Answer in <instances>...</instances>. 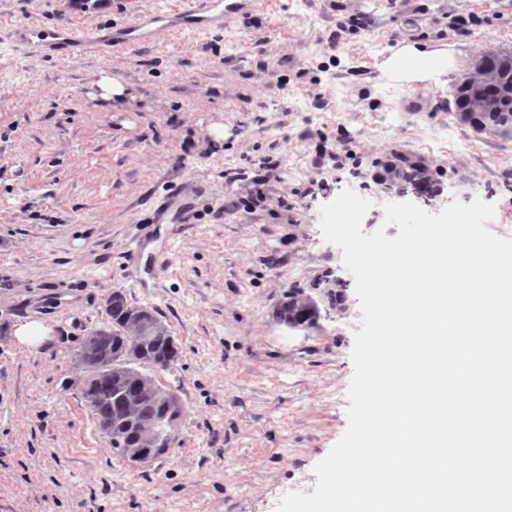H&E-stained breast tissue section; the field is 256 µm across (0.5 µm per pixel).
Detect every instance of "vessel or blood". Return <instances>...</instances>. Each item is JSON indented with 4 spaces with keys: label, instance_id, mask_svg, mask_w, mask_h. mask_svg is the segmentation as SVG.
<instances>
[{
    "label": "vessel or blood",
    "instance_id": "vessel-or-blood-1",
    "mask_svg": "<svg viewBox=\"0 0 512 512\" xmlns=\"http://www.w3.org/2000/svg\"><path fill=\"white\" fill-rule=\"evenodd\" d=\"M229 11L225 0H189L179 12L146 9L123 25H98L84 31L65 23L51 27L23 25L12 34L14 42L28 48L31 55L45 57L69 54L76 57L117 45H135L155 39L169 29L220 31Z\"/></svg>",
    "mask_w": 512,
    "mask_h": 512
}]
</instances>
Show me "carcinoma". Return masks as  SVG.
Listing matches in <instances>:
<instances>
[{"instance_id":"carcinoma-1","label":"carcinoma","mask_w":512,"mask_h":512,"mask_svg":"<svg viewBox=\"0 0 512 512\" xmlns=\"http://www.w3.org/2000/svg\"><path fill=\"white\" fill-rule=\"evenodd\" d=\"M458 118L474 131L486 133L503 141L512 139V51L488 50L480 56L474 72L458 80L452 92ZM391 167L381 184L388 192L411 190L425 198L434 182L431 170L421 164ZM143 308L131 306L125 297L114 292L106 314L112 325L98 330L96 345L80 348V369L89 375L79 380L82 396L89 405L100 431H111L129 423L126 441L112 446V453L131 462V453L147 446L141 431L156 426L159 436L167 439L166 452L173 451L176 431L183 414V405L176 391L165 389L153 397L144 395L137 376L121 371L122 361L130 350L137 353L138 364L158 366L167 371L179 357L174 337L163 323L143 330L137 322ZM279 315L302 324L319 316V308L309 297L295 290L288 291Z\"/></svg>"}]
</instances>
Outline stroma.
Returning a JSON list of instances; mask_svg holds the SVG:
<instances>
[{
    "label": "stroma",
    "instance_id": "stroma-1",
    "mask_svg": "<svg viewBox=\"0 0 512 512\" xmlns=\"http://www.w3.org/2000/svg\"><path fill=\"white\" fill-rule=\"evenodd\" d=\"M157 6L186 0L90 13L0 0V512H276L287 493H312L347 428L361 324L320 208L349 187L373 204L364 232L381 226L390 197L374 160L422 163L441 189L426 211L478 197L495 207L491 232L512 238V141L448 108L466 66L512 49V0H242L223 30L172 29L105 56L38 59L8 40L20 23L88 30ZM346 11L368 30L337 32ZM412 43L450 55L452 72L391 77L387 59ZM101 76L127 83L129 108L107 107ZM253 159L280 180L262 207L230 209L254 190ZM135 241L141 260L124 267ZM292 289L316 301L315 323L280 321ZM115 291L156 310L180 352L158 374L184 404L178 447L142 467L113 454L77 383V349L109 326ZM31 322L42 342L19 336Z\"/></svg>",
    "mask_w": 512,
    "mask_h": 512
}]
</instances>
